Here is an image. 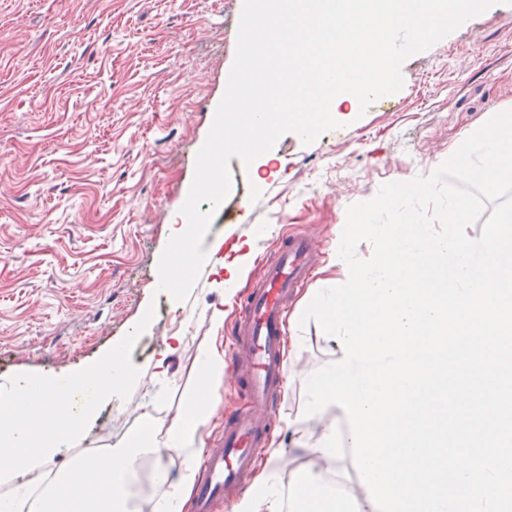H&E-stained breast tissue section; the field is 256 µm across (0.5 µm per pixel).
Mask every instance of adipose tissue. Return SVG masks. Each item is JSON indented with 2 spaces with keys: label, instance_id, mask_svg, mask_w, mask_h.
<instances>
[{
  "label": "adipose tissue",
  "instance_id": "1",
  "mask_svg": "<svg viewBox=\"0 0 512 512\" xmlns=\"http://www.w3.org/2000/svg\"><path fill=\"white\" fill-rule=\"evenodd\" d=\"M251 242L235 244L233 257L222 254L221 244L208 253L189 256V264L210 265L225 290H233L251 254ZM90 375L97 383L96 397L111 399L113 393L133 387L139 380L129 371L122 353L109 354ZM199 376L203 389L187 399V414L166 430L163 444L154 439L121 443L83 463L58 461L61 444L79 440L94 414L93 404L58 407L54 382L23 379L15 394L0 398V483L7 485L0 496V512H22L36 501L38 512H139L127 485L145 457L155 466L152 482L156 490L154 512H188L193 465L205 452V438L217 414V389L224 379V355L208 348L200 354ZM181 455L183 467L172 471L166 462ZM283 455L276 448L265 460L255 488L234 504L231 512H282V497L272 480L271 468Z\"/></svg>",
  "mask_w": 512,
  "mask_h": 512
}]
</instances>
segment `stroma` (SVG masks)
<instances>
[{"mask_svg":"<svg viewBox=\"0 0 512 512\" xmlns=\"http://www.w3.org/2000/svg\"><path fill=\"white\" fill-rule=\"evenodd\" d=\"M243 0H0V385L35 373L79 371L120 343L147 308L154 317L131 360L143 377L95 401L84 438L61 448L74 459L141 431L163 439L200 383L197 357L224 348L248 287L225 292L201 268L187 300L158 292V262L192 184L233 65ZM395 101L367 111L336 108L340 126L311 144L282 135L263 175L231 158L233 205L215 212L205 245L252 240L273 253L286 233L317 236L321 256L309 291L334 287L331 257L349 205L390 182L427 176L432 163L494 113L512 109V5H493L426 51L408 57ZM289 311V360L314 372L334 362L335 345L317 321ZM182 339L165 373L154 362L164 340ZM302 379L287 381L274 444L288 453L274 471L281 490L303 472L323 471L313 455L290 451L293 428H310ZM154 416L152 425L140 418Z\"/></svg>","mask_w":512,"mask_h":512,"instance_id":"stroma-1","label":"stroma"}]
</instances>
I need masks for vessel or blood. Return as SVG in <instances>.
Here are the masks:
<instances>
[{"label":"vessel or blood","instance_id":"obj_1","mask_svg":"<svg viewBox=\"0 0 512 512\" xmlns=\"http://www.w3.org/2000/svg\"><path fill=\"white\" fill-rule=\"evenodd\" d=\"M314 257L306 236L283 237L250 286L230 354L235 377L248 388L250 406L226 417L214 437L193 487L194 512H221L273 430L272 410L284 395L289 372L288 312L310 281Z\"/></svg>","mask_w":512,"mask_h":512}]
</instances>
